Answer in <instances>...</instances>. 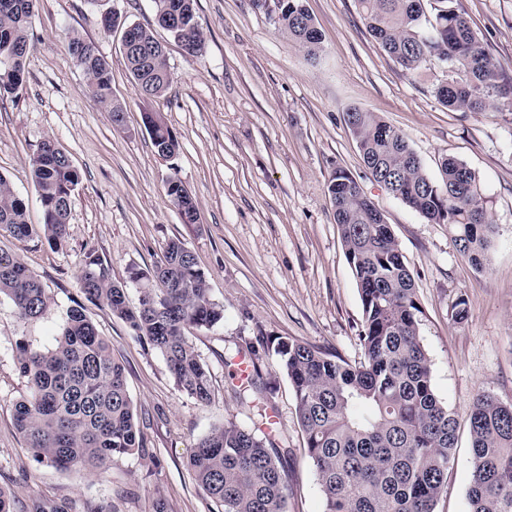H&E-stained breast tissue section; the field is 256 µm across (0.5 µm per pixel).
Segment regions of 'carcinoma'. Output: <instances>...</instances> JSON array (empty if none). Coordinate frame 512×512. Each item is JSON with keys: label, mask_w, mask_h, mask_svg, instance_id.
I'll list each match as a JSON object with an SVG mask.
<instances>
[{"label": "carcinoma", "mask_w": 512, "mask_h": 512, "mask_svg": "<svg viewBox=\"0 0 512 512\" xmlns=\"http://www.w3.org/2000/svg\"><path fill=\"white\" fill-rule=\"evenodd\" d=\"M36 0H0V49L12 44L19 61L8 77L0 71V97L15 92L13 78L25 76L29 28ZM457 0H358L367 28L383 51L414 72L430 57L440 60L448 79L435 88L451 110L482 112L507 99L500 66L456 7ZM154 13H181V27L169 32L190 54L203 48L194 0H153ZM277 23L308 53L321 34L304 0H277ZM139 49L125 54L140 93L159 97L170 76L166 52L153 32L135 25ZM68 52H82L78 66L91 95L108 111L124 110L112 95V73L97 46L72 36ZM151 139L179 147L163 118L151 119ZM366 168L394 196L438 224L448 225L459 251L473 267H486L493 221L475 171L454 158L440 161L441 179L430 178L404 137L372 112L347 114ZM31 179L43 206V224L27 222L26 208L0 175V236L25 241L43 235L61 250L80 174L67 154L47 140L30 161ZM167 193L176 207L195 202L173 178ZM346 259L359 290L364 357L349 363L288 337L270 350L295 394L306 454L318 478L324 512H434L447 486L458 421L436 396L430 360L419 337L422 307L414 279L388 224L374 223L375 205L346 172L328 184ZM138 304L127 285L112 280L103 261L88 253L80 289L92 304L125 321L134 335L165 358L179 390L199 403L211 400L212 376L186 332L224 319V306L210 296L205 273L179 240L168 242L151 270L132 268ZM0 296L24 321L41 318L52 304L48 288L17 254L0 252ZM15 363L27 378L28 395L14 405V420L34 460L70 473L101 469L113 458L144 454L125 370L112 356L82 306L67 311L55 344L39 349L25 338L15 342ZM472 478L469 512H512V403L484 394L468 414ZM273 441L232 422L202 437L189 459L198 486L222 512H285L283 467ZM28 512H69L66 502L31 499Z\"/></svg>", "instance_id": "carcinoma-1"}]
</instances>
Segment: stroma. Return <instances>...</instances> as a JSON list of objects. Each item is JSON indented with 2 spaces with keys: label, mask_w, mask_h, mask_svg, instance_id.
<instances>
[{
  "label": "stroma",
  "mask_w": 512,
  "mask_h": 512,
  "mask_svg": "<svg viewBox=\"0 0 512 512\" xmlns=\"http://www.w3.org/2000/svg\"><path fill=\"white\" fill-rule=\"evenodd\" d=\"M458 4L512 79V0ZM305 5L322 35L313 57L279 27L272 0H196L204 47L193 55L157 27L152 0H37L23 85L0 98V174L34 225L43 207L30 160L45 140L55 139L69 155L80 183L65 249L37 237H0V250L20 254L53 296L34 321L20 320L0 297V486L14 491L17 505L38 495L68 501L70 512H154L158 501L165 512H221L188 459L214 426L232 422L268 427L288 473L286 512H323L291 383L264 343L289 337L350 362L363 356L362 304L327 190L342 170L382 213L413 274L434 391L459 422L435 512H468L469 409L487 393L512 403V112L499 103L482 112L448 110L434 93L442 63L432 57L418 71L404 70L370 34L357 0ZM107 11L118 18L109 31L102 27ZM133 23L166 46L170 85L161 97H143L127 69L122 33ZM73 35L94 42L109 63L122 124L89 94L67 50ZM355 108L402 134L431 177L445 156L478 174L495 225L486 269L459 253L447 225L372 178L346 123ZM148 112L161 113L176 136L173 157L157 154L143 122ZM173 178L195 197L198 223H184L168 196ZM176 239L224 306L221 323L188 332L212 374L206 404L179 391L162 355L79 288L87 253L123 282L130 268L157 264ZM461 299L468 317L458 323L451 313ZM78 304L125 367L148 448L145 456L118 457L80 476L36 463L13 422L14 404L28 392L15 364L16 339L52 346L67 310ZM242 354L253 360L259 385L243 400L234 373Z\"/></svg>",
  "instance_id": "35a3bbf8"
}]
</instances>
